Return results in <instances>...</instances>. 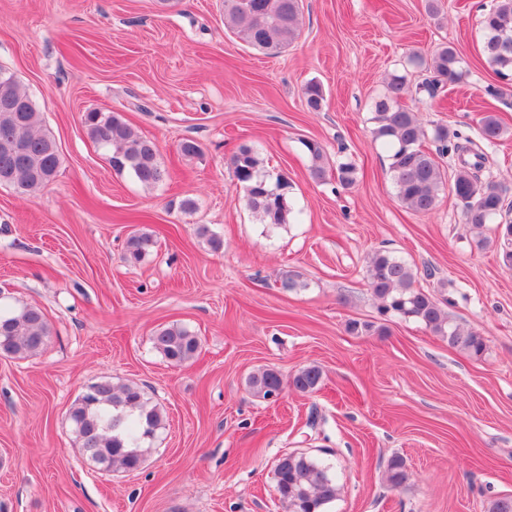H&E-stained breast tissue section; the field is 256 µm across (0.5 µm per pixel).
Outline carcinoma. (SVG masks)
Instances as JSON below:
<instances>
[{"mask_svg": "<svg viewBox=\"0 0 512 512\" xmlns=\"http://www.w3.org/2000/svg\"><path fill=\"white\" fill-rule=\"evenodd\" d=\"M300 0H224V25L248 46L266 52H280L298 36ZM486 37L483 54L496 73L512 81V0H495L483 16ZM430 76L417 84V90L431 97L445 85L463 77L461 58L452 46L441 48L429 64ZM406 78L393 75L386 93L372 102L373 136L391 151L390 175L396 198L402 206L416 212H431L444 191L463 206L465 223L481 228L493 219L512 212L505 204L500 188L492 183L479 184L478 172L486 154L471 139L437 126L432 138L435 152L422 147L427 132L408 106L402 104ZM308 107L321 108V86L310 83L304 89ZM39 113L29 94L13 74L0 69V185L12 188L20 196H31L49 186L61 164L55 141L38 129ZM83 124L88 136L107 154L115 171L130 173L146 187H156L169 177L158 161L156 144L138 134L116 112L90 111ZM482 139L493 143L505 133L499 117L485 112L480 118ZM304 146L314 160L311 177L321 181L325 169L323 151L315 141ZM457 158L452 176L440 170L438 158ZM234 176L244 191L243 201L261 223L277 227L289 223L292 207L287 198L288 182L279 177L270 182L260 170L259 153L243 146L230 159ZM357 168L351 162L337 167L339 182L350 187L356 183ZM502 258L512 267V222L504 224ZM154 246L147 233H134L126 243V261L141 263ZM368 287L382 313L393 312L420 321L433 334L448 341V346L479 357L486 350L484 338L477 332L455 324L443 308V302L416 286V275L404 261L387 251H377L368 261ZM51 327L37 307L0 311V355L24 358L43 349ZM154 349L173 365L193 359L201 340L180 325L162 327L152 338ZM322 381L315 365L297 371L288 383L278 371L267 368L250 376L248 386L259 398L270 399L284 386L300 393H312ZM69 419L85 454L106 470H136L144 459L145 444L164 425V414L149 404L142 390L132 384L115 386L109 379L90 385L69 409ZM275 489L288 512H325L337 495L336 477L323 460L303 453H285L274 467ZM409 479L403 458L388 461L386 481L398 487Z\"/></svg>", "mask_w": 512, "mask_h": 512, "instance_id": "1", "label": "carcinoma"}]
</instances>
